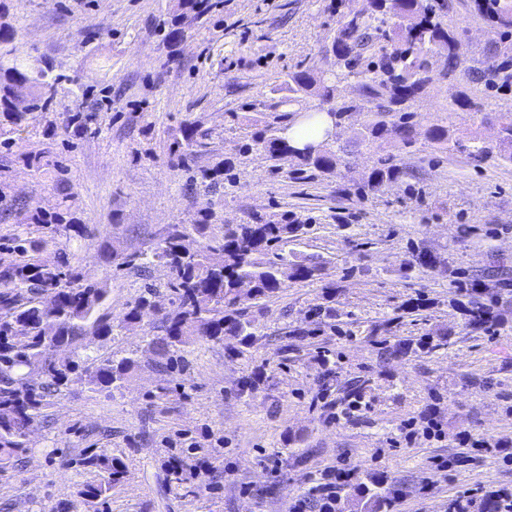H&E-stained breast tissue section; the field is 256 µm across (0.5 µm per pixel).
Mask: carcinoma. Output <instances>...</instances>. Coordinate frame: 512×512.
I'll use <instances>...</instances> for the list:
<instances>
[{
  "instance_id": "cac0c4a2",
  "label": "carcinoma",
  "mask_w": 512,
  "mask_h": 512,
  "mask_svg": "<svg viewBox=\"0 0 512 512\" xmlns=\"http://www.w3.org/2000/svg\"><path fill=\"white\" fill-rule=\"evenodd\" d=\"M203 2L177 0L166 38H180L185 17L205 13ZM453 7V0H366L361 15L340 14L333 28V71L318 78L300 65L288 72V101L295 102L314 88L322 99L331 101L339 84L354 80L359 106L341 103L333 108L336 120L359 108L369 113V137L393 138L409 145L416 135L410 108L435 80L434 57L444 59L448 79L473 74L484 82L487 94L512 91V0H472L473 13L497 28L502 40L486 49L481 67L461 68V35L442 22ZM68 80L47 61L15 47L0 52V143H10L13 135L27 129L34 113L49 111L57 87ZM173 139L183 163L197 146L196 126L183 124ZM254 142L270 160L289 162L301 173H331L336 165L335 153L327 147L319 154L303 156L273 129L256 135ZM402 175L397 164L383 160L373 167L364 187L375 192ZM199 182L206 193L219 192L224 187V165L199 169ZM57 191L62 201L54 211L36 208L29 216L31 223L54 229L38 237L26 231L14 234L11 259L0 263L1 470L27 452V435L45 417L50 390L66 387L80 371L95 386L117 389L137 366L132 357L113 359L76 352L61 361L55 357L57 347L74 349L89 335L105 340L116 326H139L151 311L159 317L162 335L147 337L148 346L160 365L173 369L183 362L187 348L201 340L222 343L230 338L242 347L252 344L257 325L240 307L241 282L251 285L257 300L290 283L312 279L319 270L317 262L295 263L281 252L288 236L303 228L288 215L277 222L254 216L242 224H226L208 203L194 223L172 225L152 252L130 255L121 262L130 268L157 263L167 269L168 281L163 292L144 285L115 326L107 306V282L89 276L69 250L71 239L83 236L85 228L72 216L66 184L58 182ZM492 319L482 291L472 289L468 326L487 331ZM33 371L44 383L30 377ZM76 464L98 472L99 480L79 491L87 501L101 499L125 474L123 462L104 452L91 450ZM361 496L367 512L391 508L378 485H363Z\"/></svg>"
}]
</instances>
